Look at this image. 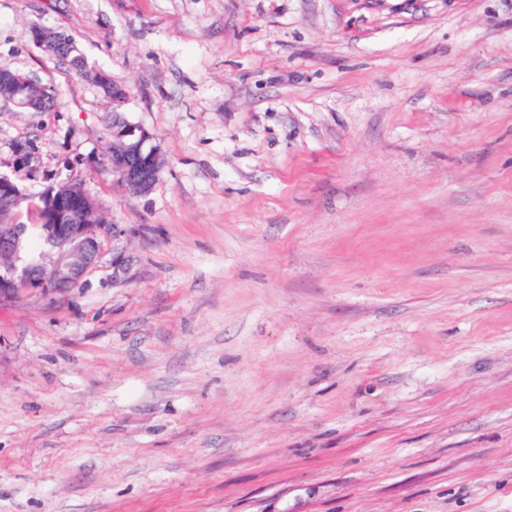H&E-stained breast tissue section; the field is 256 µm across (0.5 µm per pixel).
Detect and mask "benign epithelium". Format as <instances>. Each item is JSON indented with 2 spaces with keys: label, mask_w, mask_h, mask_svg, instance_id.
Masks as SVG:
<instances>
[{
  "label": "benign epithelium",
  "mask_w": 512,
  "mask_h": 512,
  "mask_svg": "<svg viewBox=\"0 0 512 512\" xmlns=\"http://www.w3.org/2000/svg\"><path fill=\"white\" fill-rule=\"evenodd\" d=\"M128 98L127 92L112 93V112L117 115L112 123V137L125 142V150L112 162V175L125 187L139 193H149L164 164L154 136L142 125L122 115L121 109ZM0 100L18 108L39 111L42 104L28 102L18 84L9 76H0ZM28 195L17 187L12 178L0 173V205L15 210ZM45 203L42 220L50 236L51 249L39 262L13 264L0 268V303L12 302L17 290L23 286L45 292H64L79 282L96 264L100 253L98 224L69 222L71 204L63 194L49 190L42 193ZM0 253L12 254L20 260L15 226L0 227Z\"/></svg>",
  "instance_id": "1"
}]
</instances>
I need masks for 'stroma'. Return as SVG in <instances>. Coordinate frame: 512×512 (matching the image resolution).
I'll use <instances>...</instances> for the list:
<instances>
[{
    "label": "stroma",
    "mask_w": 512,
    "mask_h": 512,
    "mask_svg": "<svg viewBox=\"0 0 512 512\" xmlns=\"http://www.w3.org/2000/svg\"><path fill=\"white\" fill-rule=\"evenodd\" d=\"M1 69L120 232L0 305V512H512V0H0ZM62 40L52 48L50 55L59 60L66 61L70 68L79 74L88 75L91 70L88 69L84 57L78 51V48L73 39L64 33H61ZM95 75H100L104 81V85H99L96 80H93L102 88L105 97V112L112 113V137L120 139L125 142V150L122 153L121 145L115 143L112 147V153L109 157V163L112 169V175L117 178L125 187L139 194L149 193L156 181L158 172L164 164V159L159 151V148L154 144V136L141 124L129 121L122 115L121 109L127 101L128 94L122 90V94H118L112 89L111 78L98 71ZM110 92H112V106L110 102ZM114 114L117 115L113 123ZM117 160L112 161V157L121 154ZM130 158H138L141 166L132 170L127 164Z\"/></svg>",
    "instance_id": "obj_1"
}]
</instances>
